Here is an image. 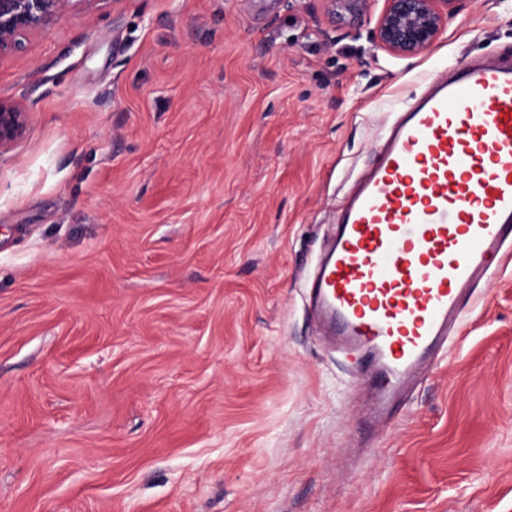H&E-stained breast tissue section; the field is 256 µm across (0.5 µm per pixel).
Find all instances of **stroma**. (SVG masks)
<instances>
[{
	"label": "stroma",
	"instance_id": "1",
	"mask_svg": "<svg viewBox=\"0 0 512 512\" xmlns=\"http://www.w3.org/2000/svg\"><path fill=\"white\" fill-rule=\"evenodd\" d=\"M322 0H95L0 59V512H512V252L382 416L310 300L337 208L512 0L397 56ZM27 112L0 99V151L21 139L27 124Z\"/></svg>",
	"mask_w": 512,
	"mask_h": 512
}]
</instances>
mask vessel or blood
Segmentation results:
<instances>
[{"mask_svg":"<svg viewBox=\"0 0 512 512\" xmlns=\"http://www.w3.org/2000/svg\"><path fill=\"white\" fill-rule=\"evenodd\" d=\"M512 242V65H457L389 126L313 290L344 349L396 389Z\"/></svg>","mask_w":512,"mask_h":512,"instance_id":"obj_1","label":"vessel or blood"}]
</instances>
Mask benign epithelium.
<instances>
[{"mask_svg": "<svg viewBox=\"0 0 512 512\" xmlns=\"http://www.w3.org/2000/svg\"><path fill=\"white\" fill-rule=\"evenodd\" d=\"M93 0H0V57L12 51L25 35L64 18ZM330 17L360 24L370 0H325ZM372 35L384 50L416 56L429 50L445 28L458 0H384ZM28 113L0 99V151L21 139Z\"/></svg>", "mask_w": 512, "mask_h": 512, "instance_id": "obj_1", "label": "benign epithelium"}]
</instances>
